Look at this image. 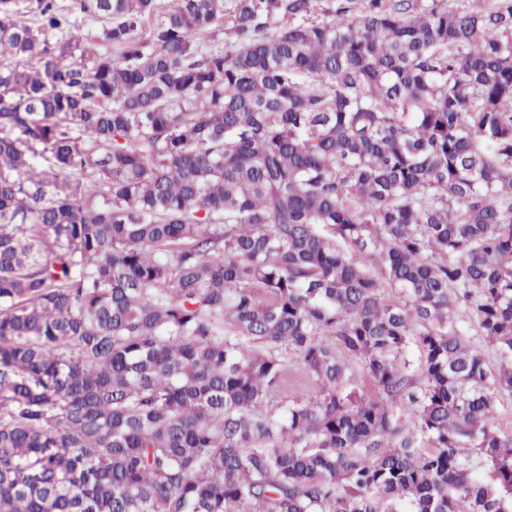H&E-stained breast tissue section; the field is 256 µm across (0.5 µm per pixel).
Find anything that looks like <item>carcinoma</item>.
<instances>
[{
  "instance_id": "carcinoma-1",
  "label": "carcinoma",
  "mask_w": 512,
  "mask_h": 512,
  "mask_svg": "<svg viewBox=\"0 0 512 512\" xmlns=\"http://www.w3.org/2000/svg\"><path fill=\"white\" fill-rule=\"evenodd\" d=\"M74 6L0 0V512H512V0ZM73 33L77 39H84L85 42L94 45L95 47L100 46V49L104 51L106 48L105 43L102 41L101 24L99 22L86 19L84 17H72ZM310 393L309 384L301 370L296 365L291 367L278 395L283 400H288L289 398H306Z\"/></svg>"
}]
</instances>
